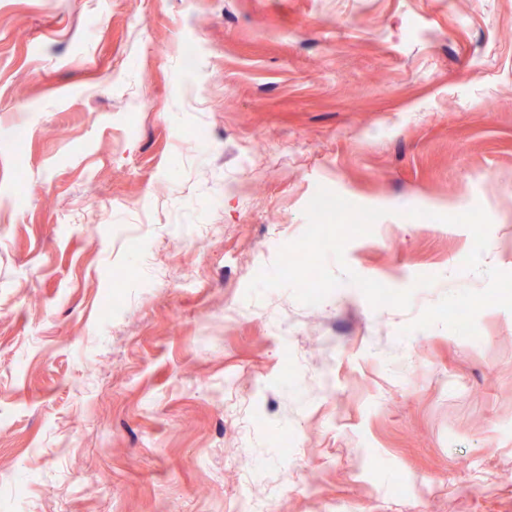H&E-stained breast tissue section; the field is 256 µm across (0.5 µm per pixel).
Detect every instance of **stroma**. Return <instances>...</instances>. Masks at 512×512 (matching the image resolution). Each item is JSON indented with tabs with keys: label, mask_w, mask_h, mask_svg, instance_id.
<instances>
[{
	"label": "stroma",
	"mask_w": 512,
	"mask_h": 512,
	"mask_svg": "<svg viewBox=\"0 0 512 512\" xmlns=\"http://www.w3.org/2000/svg\"><path fill=\"white\" fill-rule=\"evenodd\" d=\"M321 187L410 310L247 296ZM476 205L512 272V0H0V512H512V312L398 335Z\"/></svg>",
	"instance_id": "35a3bbf8"
}]
</instances>
